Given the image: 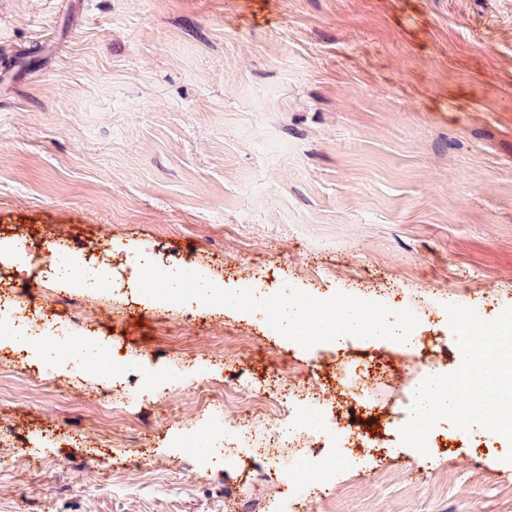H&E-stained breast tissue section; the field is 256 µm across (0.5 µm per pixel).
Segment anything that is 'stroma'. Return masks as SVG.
Here are the masks:
<instances>
[{"label":"stroma","mask_w":512,"mask_h":512,"mask_svg":"<svg viewBox=\"0 0 512 512\" xmlns=\"http://www.w3.org/2000/svg\"><path fill=\"white\" fill-rule=\"evenodd\" d=\"M108 237L169 277L223 286L187 317L0 271L55 323L110 338L137 368L223 392L251 419L282 409L275 373L327 383L369 357L400 373L368 402L392 419L372 455L320 442L315 494L277 462L203 465L150 394L104 417L106 378L0 338V512H512V448L482 423L411 447L395 399L466 356L453 321L512 319V0H0V230L48 244ZM264 276L290 297L399 306L415 340L309 348L238 296ZM95 489L78 496L87 484Z\"/></svg>","instance_id":"obj_1"}]
</instances>
